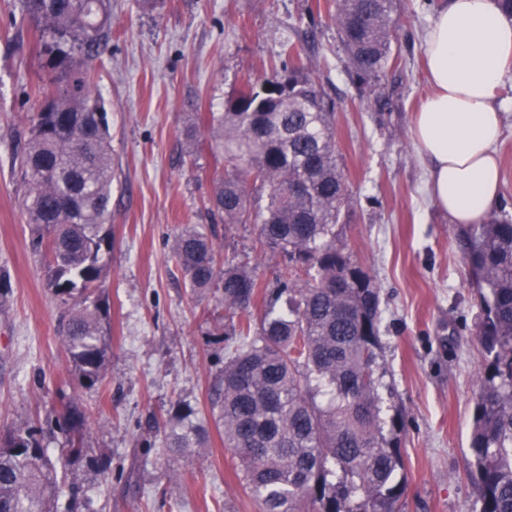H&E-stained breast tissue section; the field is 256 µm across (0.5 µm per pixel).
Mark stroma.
I'll return each instance as SVG.
<instances>
[{
	"mask_svg": "<svg viewBox=\"0 0 512 512\" xmlns=\"http://www.w3.org/2000/svg\"><path fill=\"white\" fill-rule=\"evenodd\" d=\"M441 4L400 0L397 57L378 84L360 88L346 72L331 0H110L95 74L112 149L109 363L99 387L81 390L61 343L67 310L32 249L14 159L37 110L41 59L31 26L12 21L19 0H0V433L38 422L57 454L62 406L78 399L89 414L85 445L110 470L104 480L85 463L69 468V482L92 489L90 512H259L209 403L226 344L206 302L191 299L173 244L185 225L207 223L205 203L224 173L207 128L189 135L195 115L222 112L233 88L292 62L336 101L352 197L337 230L379 290L382 408L404 418L406 512H474L464 468L485 366L480 291L461 227L425 190L410 133L428 93L422 39ZM500 105V204L512 214V72ZM180 402L207 432L186 457L155 444L152 430Z\"/></svg>",
	"mask_w": 512,
	"mask_h": 512,
	"instance_id": "1",
	"label": "stroma"
}]
</instances>
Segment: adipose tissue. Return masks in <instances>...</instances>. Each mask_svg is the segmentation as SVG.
<instances>
[{"label":"adipose tissue","mask_w":512,"mask_h":512,"mask_svg":"<svg viewBox=\"0 0 512 512\" xmlns=\"http://www.w3.org/2000/svg\"><path fill=\"white\" fill-rule=\"evenodd\" d=\"M422 51L431 91L411 133L428 164V195L449 223H485L502 196L499 97L512 68V20L495 0H447Z\"/></svg>","instance_id":"adipose-tissue-1"}]
</instances>
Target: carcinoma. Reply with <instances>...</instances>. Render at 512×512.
Listing matches in <instances>:
<instances>
[{
    "label": "carcinoma",
    "instance_id": "1",
    "mask_svg": "<svg viewBox=\"0 0 512 512\" xmlns=\"http://www.w3.org/2000/svg\"><path fill=\"white\" fill-rule=\"evenodd\" d=\"M47 61L31 135L16 160L32 246L48 287L67 307V361L77 386L97 387L108 366L101 294L112 250L111 134L91 86L104 53L106 0H21ZM397 0H335L332 19L360 88L386 74ZM335 100L304 67L286 65L235 92L202 118L224 158L206 207L212 224L258 225L257 248L287 258L269 285L249 263L217 260L204 228L188 224L174 256L192 295L225 320L224 367L210 400L224 447L260 512H405L403 420L381 416L379 294L336 233L349 189L336 155ZM467 254L479 276L477 337L486 367L474 397L465 473L478 512H512V217L471 224ZM179 405L162 426L167 451L199 448L207 432ZM49 455L39 427L0 436V512H54L71 464L101 467L84 446L85 408L69 400Z\"/></svg>",
    "mask_w": 512,
    "mask_h": 512
}]
</instances>
